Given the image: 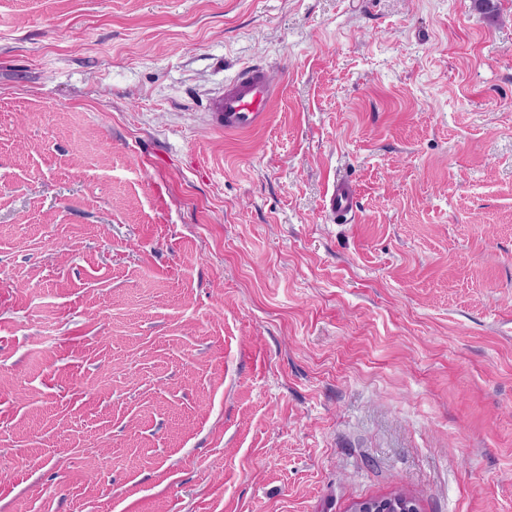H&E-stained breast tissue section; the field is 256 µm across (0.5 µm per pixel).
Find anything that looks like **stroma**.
Instances as JSON below:
<instances>
[{
  "mask_svg": "<svg viewBox=\"0 0 512 512\" xmlns=\"http://www.w3.org/2000/svg\"><path fill=\"white\" fill-rule=\"evenodd\" d=\"M497 8L0 0V512H512ZM276 95L277 86L267 71L258 64L250 65L224 85L223 96L212 106L211 121L227 134L252 130L265 123ZM357 207L350 183L346 180H336L333 189L326 197V209L337 216L348 215ZM390 499H404L407 501V505L404 506V509H393L387 507L377 506L375 500L364 499L357 501L351 505L349 508V512H413L417 510L414 499L410 496L406 495L403 492H398L397 494H393Z\"/></svg>",
  "mask_w": 512,
  "mask_h": 512,
  "instance_id": "1",
  "label": "stroma"
}]
</instances>
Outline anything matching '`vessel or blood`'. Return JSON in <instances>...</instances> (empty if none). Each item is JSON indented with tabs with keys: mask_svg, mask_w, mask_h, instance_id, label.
Returning a JSON list of instances; mask_svg holds the SVG:
<instances>
[{
	"mask_svg": "<svg viewBox=\"0 0 512 512\" xmlns=\"http://www.w3.org/2000/svg\"><path fill=\"white\" fill-rule=\"evenodd\" d=\"M277 86L260 65L245 67L224 86V94L212 106L211 121L225 133L235 134L263 125ZM357 201L348 181L337 180L326 197L327 210L344 216L355 210Z\"/></svg>",
	"mask_w": 512,
	"mask_h": 512,
	"instance_id": "obj_1",
	"label": "vessel or blood"
}]
</instances>
